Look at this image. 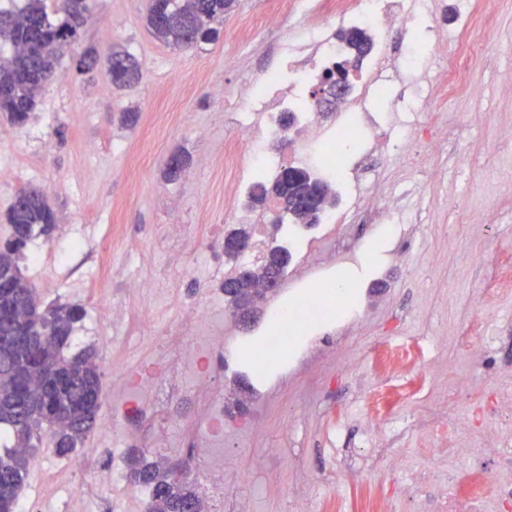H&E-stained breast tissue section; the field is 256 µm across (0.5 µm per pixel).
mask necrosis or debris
<instances>
[{"instance_id":"4bbe7bcc","label":"necrosis or debris","mask_w":512,"mask_h":512,"mask_svg":"<svg viewBox=\"0 0 512 512\" xmlns=\"http://www.w3.org/2000/svg\"><path fill=\"white\" fill-rule=\"evenodd\" d=\"M316 12L356 23L386 36L396 24L410 26L416 12L399 10L392 0H363L351 9L348 0H278L265 25L278 24L297 11ZM411 59L394 63L384 53L371 55L353 85L345 110L336 112L330 126L320 125L303 104L302 92L317 83L319 68L289 62L282 71L265 76V91L253 86L239 92L243 118L250 126L249 153L256 165L275 170L278 156L269 144L287 138L278 113L293 112L297 131L306 143L320 144L333 134L352 131L349 111L374 104L385 95L386 71L409 69ZM169 349L156 371L121 369L120 375L135 388L141 401L160 406L190 393L204 403L203 420L185 431L184 442L192 444L203 471L199 501L202 512H224V318L206 304L189 303L179 324L168 338ZM492 400L483 413L458 393L448 395V405L431 413L428 431L436 442L425 453L407 458L395 448L396 439L367 425L365 440L374 447L373 467L391 474L403 487L402 512H512V371L500 372L491 391Z\"/></svg>"}]
</instances>
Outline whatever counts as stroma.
<instances>
[{"label": "stroma", "mask_w": 512, "mask_h": 512, "mask_svg": "<svg viewBox=\"0 0 512 512\" xmlns=\"http://www.w3.org/2000/svg\"><path fill=\"white\" fill-rule=\"evenodd\" d=\"M275 0H239L224 19L218 42L177 51L156 41L145 24L147 0H91L81 48L105 42L125 45L140 62L133 88L112 86L104 67L77 71L64 59L43 89L30 120L15 127L0 120V238L5 214L19 191L47 188L64 231L31 240L20 267L44 306L77 304L85 311L71 348L93 346L101 363L103 400L98 421L114 423L119 446L90 436L77 448L84 470L69 481L64 460L50 445L37 451L45 468L30 471L19 504L36 512H67L81 494L86 512H116L111 489L95 475L106 456L143 451L153 461H187L186 449L157 448L151 422L158 413L189 426L200 405L192 395L164 410H129L116 365H151L184 303L221 296L234 266L224 258L228 231L250 223L245 196H232L233 175L224 152L241 151L240 169L252 170L248 133L237 122V91L245 83L283 69L289 56L306 57L311 44L306 24L289 15L269 27L262 17ZM414 10L432 14L449 41L480 46L466 86L449 91L424 55L433 34L423 26L400 27L387 52L404 57L419 49L417 79L426 100L412 102L409 79H394L389 96L371 112L374 134L392 137L394 125L421 113L452 131L434 161L420 169L404 155L377 157L370 142L357 141L340 160L339 183L353 184L378 169L375 207L397 199L391 223L373 219L355 202L343 245L332 224L296 228L303 246L288 268L294 286L272 296L274 304L329 281L342 266H361L378 237L386 245L371 262L352 310L321 327L322 342L301 344L287 361L256 373L247 352L262 344L270 326L261 315L250 327L232 325L224 346V504L247 500L253 512H291L294 499L319 503L342 497L347 512H385L399 497L400 484L373 471L370 448L360 447L364 424L353 403L369 382L387 385L380 415L402 423L401 446L427 445L422 422L448 400L446 383L455 377L472 405L485 402L502 362L512 360V95L498 78L512 70V0H410ZM138 114L124 127L118 115ZM186 153L189 166L175 183L164 178L169 157ZM82 239L69 256L62 234ZM413 236L403 253L404 236ZM318 272L307 275L310 265ZM138 279L166 282L157 297L133 292ZM487 325L489 339L475 351L455 346L454 337ZM442 340L436 358L409 363L386 361L389 343ZM250 472L248 481L238 478ZM58 488L41 498L46 478Z\"/></svg>", "instance_id": "obj_1"}]
</instances>
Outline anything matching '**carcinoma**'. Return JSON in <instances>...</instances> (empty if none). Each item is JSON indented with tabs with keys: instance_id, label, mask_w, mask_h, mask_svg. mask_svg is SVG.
I'll use <instances>...</instances> for the list:
<instances>
[{
	"instance_id": "1",
	"label": "carcinoma",
	"mask_w": 512,
	"mask_h": 512,
	"mask_svg": "<svg viewBox=\"0 0 512 512\" xmlns=\"http://www.w3.org/2000/svg\"><path fill=\"white\" fill-rule=\"evenodd\" d=\"M235 2L151 0L146 25L157 41L174 48H184L188 39L196 45L214 42L219 39L224 15ZM87 11L85 3L73 6L64 2L59 9L50 0H26L20 8H0V117L10 125L28 122L44 85L67 51L79 43ZM339 40L351 73L359 72L373 44L369 30L352 26L340 31ZM106 62L113 86L130 88L139 82V63L126 48L108 46ZM187 166L185 155H174L166 165L165 178L172 183L181 180ZM303 188L313 204L299 222L284 215L273 219L276 231L321 223L324 211L336 200L330 185L322 180L309 177ZM277 198L287 203L284 210H290L291 193L282 169L257 179L247 195L251 208ZM6 221L9 236L0 248V282L6 284L0 288V334H8L4 315L18 307L23 308L27 333L22 344L0 346V429L14 439V445L0 454V512H16L35 448L47 439L64 457L91 435L101 408L94 397L102 382L94 349L84 348L71 356L65 353L75 325L84 316L83 309L60 305L46 312L18 264L19 247L56 228V209L48 196L29 187L20 191L19 202L10 207ZM290 257L288 247L275 245L267 249L263 262L286 264ZM228 279L238 288L226 298L232 307L250 294L251 282L235 271ZM49 369L65 378L61 388L51 394L25 389ZM127 469V479L149 491L148 512H183L182 506L196 498L188 474H176L172 467L150 461L143 453L130 454Z\"/></svg>"
}]
</instances>
